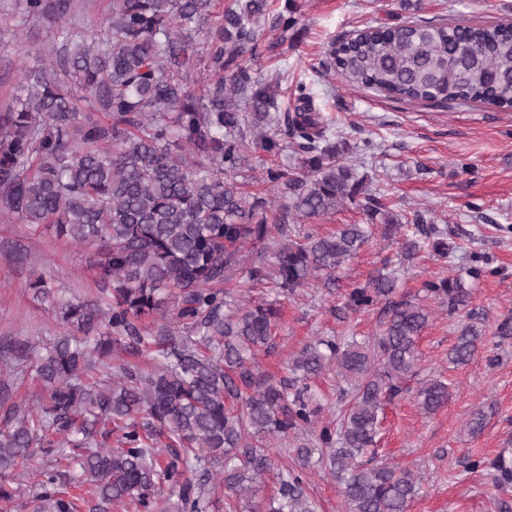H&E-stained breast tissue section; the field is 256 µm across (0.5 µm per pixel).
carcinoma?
Segmentation results:
<instances>
[{"label":"carcinoma","mask_w":512,"mask_h":512,"mask_svg":"<svg viewBox=\"0 0 512 512\" xmlns=\"http://www.w3.org/2000/svg\"><path fill=\"white\" fill-rule=\"evenodd\" d=\"M55 23L72 0H23ZM267 0H234L204 42L193 37L215 0H112L103 36L63 33L65 45L39 74L24 79L0 110V214L49 225L93 250L99 296L66 302L68 332L44 351L0 347L13 360L0 370V476L33 458L47 460L39 491L5 482L0 499L17 512H157L156 493L177 496L178 512H319L306 470L323 466L347 512H407L413 472L378 463L380 414L415 373L425 306L397 298L395 272L346 293L345 309L384 303L379 334L358 342L318 338L289 362L291 378L259 381L257 353L281 320V300L310 280L334 284L368 243L369 225H387L402 256L447 257L445 229L414 212L415 231L383 211L366 176L331 144V121L298 87L294 111L281 110L275 87L249 65L262 35ZM325 70L344 83L408 101L466 102L512 110V23L413 21L355 30L329 53ZM85 101L103 118L80 111ZM289 141L301 171L266 170L274 196L235 181L252 156L272 157ZM370 224H344L300 238L288 217L314 219L346 205ZM272 245L250 256L243 249ZM491 259L472 255L459 275L428 280L425 296L464 316L450 361L465 364L482 343L468 281ZM241 275L267 288L261 301L233 300L225 286ZM40 302H56L41 277L29 282ZM152 349L145 370L128 360ZM29 362L46 393L37 409L12 403L9 380ZM336 372L348 403L322 416L307 380ZM417 396L423 411L448 403V384L431 379ZM293 438L292 464L276 473L274 448ZM501 491L512 489V459L473 460Z\"/></svg>","instance_id":"obj_1"}]
</instances>
